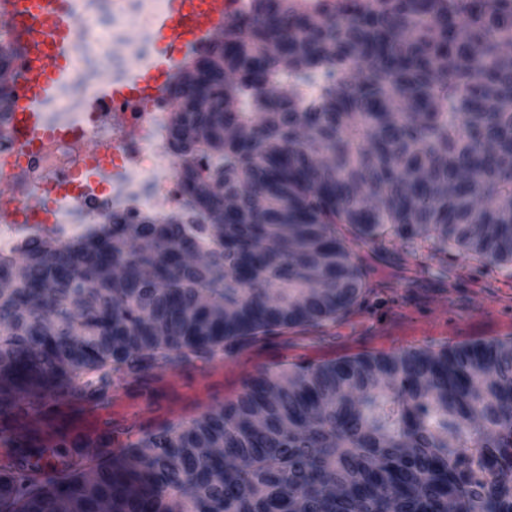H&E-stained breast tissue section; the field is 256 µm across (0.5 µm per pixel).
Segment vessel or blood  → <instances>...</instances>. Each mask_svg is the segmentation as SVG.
<instances>
[{
    "instance_id": "obj_1",
    "label": "vessel or blood",
    "mask_w": 512,
    "mask_h": 512,
    "mask_svg": "<svg viewBox=\"0 0 512 512\" xmlns=\"http://www.w3.org/2000/svg\"><path fill=\"white\" fill-rule=\"evenodd\" d=\"M250 0H170L166 11L153 20L157 50L152 64L139 70L135 90L116 86L111 78L100 82L97 99L88 111L107 103L122 113L132 92L176 96L178 85L211 46L223 42L226 29L249 8ZM0 31L14 49L5 81L10 97L1 107L12 116L23 140L33 143L48 136L43 120L45 104L68 80L77 39L71 0H0ZM93 373L81 369L56 385L48 399L50 410L32 406L27 389L11 391L16 411L12 422L0 428V457L14 460L43 478L90 464L99 449L122 452L141 436L140 421L153 416L150 404L131 402L126 389L133 381L126 371L111 375L103 400L90 401L84 392ZM73 413L68 435L55 427L53 412ZM42 450L39 457L23 455L27 444Z\"/></svg>"
}]
</instances>
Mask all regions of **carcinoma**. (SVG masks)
<instances>
[{
  "label": "carcinoma",
  "instance_id": "cac0c4a2",
  "mask_svg": "<svg viewBox=\"0 0 512 512\" xmlns=\"http://www.w3.org/2000/svg\"><path fill=\"white\" fill-rule=\"evenodd\" d=\"M266 2L200 60L169 128L185 216L115 212L0 259V383L42 406L91 365L98 400L112 370L334 321L366 287L361 246L512 271V0ZM0 482V512H512V341L298 365L120 466L0 464Z\"/></svg>",
  "mask_w": 512,
  "mask_h": 512
}]
</instances>
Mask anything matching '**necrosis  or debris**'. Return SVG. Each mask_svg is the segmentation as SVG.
Returning <instances> with one entry per match:
<instances>
[{"instance_id": "obj_1", "label": "necrosis or debris", "mask_w": 512, "mask_h": 512, "mask_svg": "<svg viewBox=\"0 0 512 512\" xmlns=\"http://www.w3.org/2000/svg\"><path fill=\"white\" fill-rule=\"evenodd\" d=\"M112 17L113 32L122 34L129 57L143 56L126 22L132 0H74L79 62L101 60L115 83L128 79L130 64L112 59V44L98 35V5ZM171 112L165 95L142 94L130 102L126 124L113 122L109 107L96 112H53L50 128L67 130L64 138L51 137L35 147L21 144L7 116L0 114V171L14 176L0 179V200L14 206V215L0 218V256L15 254L33 240L52 236L65 240L71 228L81 224H108L113 208L132 217L150 216L165 221L183 203L180 173L183 158L167 146ZM92 137L110 153L102 171V183L87 179L88 161L76 147L77 139ZM139 180H130L131 171Z\"/></svg>"}]
</instances>
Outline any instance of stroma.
<instances>
[{"label":"stroma","mask_w":512,"mask_h":512,"mask_svg":"<svg viewBox=\"0 0 512 512\" xmlns=\"http://www.w3.org/2000/svg\"><path fill=\"white\" fill-rule=\"evenodd\" d=\"M366 286L359 301L335 321L321 326H299L281 330L265 339L249 342L234 355L225 357L224 370L207 374L203 370L184 372L179 384L156 381L150 374L129 388L132 400H148L157 416L167 411H190L214 395L225 401L236 399L258 366L283 371L305 362H324L356 350L380 353L390 348H432L476 340L512 338V277L502 274L483 276L458 286H450L439 276V259L430 257L425 277L415 287L396 293L391 283L405 273L406 261L400 254L380 252L365 257ZM497 299L501 315L473 322L450 331L447 323L426 324L423 315L433 297L447 295L453 308H470L475 293Z\"/></svg>","instance_id":"35a3bbf8"}]
</instances>
